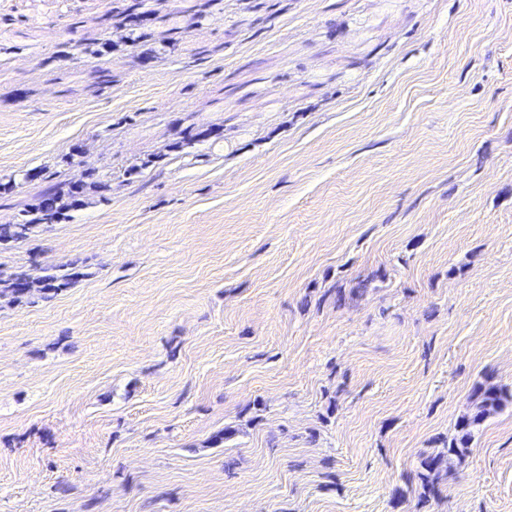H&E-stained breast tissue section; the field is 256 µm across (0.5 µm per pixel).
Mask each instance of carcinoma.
<instances>
[{
  "label": "carcinoma",
  "instance_id": "1",
  "mask_svg": "<svg viewBox=\"0 0 512 512\" xmlns=\"http://www.w3.org/2000/svg\"><path fill=\"white\" fill-rule=\"evenodd\" d=\"M81 188V196H86L87 190L95 189L99 193L108 190V185L97 180L95 174L87 172L78 183L67 182L49 187L45 191L41 203L32 211L21 215L13 224H0V242H24L30 239L34 230L41 224H55L65 219L67 212L76 207L74 187ZM82 273L73 270L61 269L57 266L39 269H16L9 273L0 272V298L13 302L27 300L34 293L53 291L55 293L71 287L74 280ZM476 412L470 417L461 420L458 424L461 436L448 445L447 450L434 456L425 458L422 462L424 469L423 479L428 493L439 490L444 467L459 458L468 448L472 437V429L480 421L512 399V395L498 386L479 387L475 394Z\"/></svg>",
  "mask_w": 512,
  "mask_h": 512
}]
</instances>
